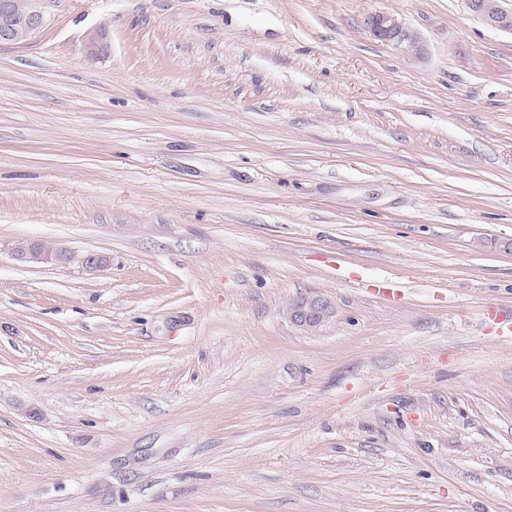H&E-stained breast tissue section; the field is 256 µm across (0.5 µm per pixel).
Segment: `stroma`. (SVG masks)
<instances>
[{
	"instance_id": "1",
	"label": "stroma",
	"mask_w": 512,
	"mask_h": 512,
	"mask_svg": "<svg viewBox=\"0 0 512 512\" xmlns=\"http://www.w3.org/2000/svg\"><path fill=\"white\" fill-rule=\"evenodd\" d=\"M47 12L0 44V512H512V34L465 0ZM364 27L377 40L406 49L418 56L423 52L418 33L392 15L371 13L365 17ZM11 252L16 259L24 262L67 265L77 261L89 269L104 268L108 264V258L105 255L86 253L77 256L74 252L50 241H20L11 247ZM334 304L324 296L300 297L288 307V319L305 330H315L333 316Z\"/></svg>"
}]
</instances>
